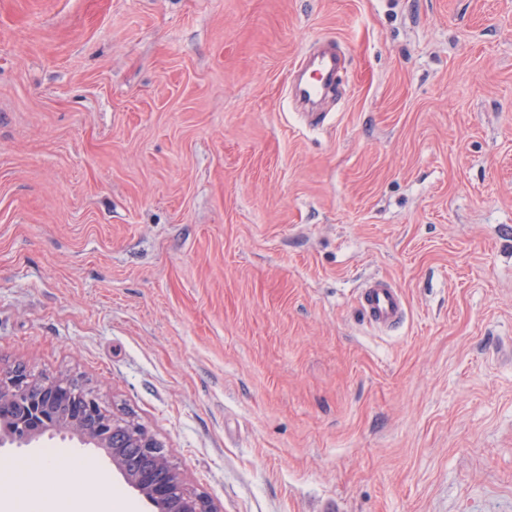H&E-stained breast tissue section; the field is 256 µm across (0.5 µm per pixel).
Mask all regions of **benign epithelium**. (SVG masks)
Masks as SVG:
<instances>
[{
    "instance_id": "benign-epithelium-1",
    "label": "benign epithelium",
    "mask_w": 512,
    "mask_h": 512,
    "mask_svg": "<svg viewBox=\"0 0 512 512\" xmlns=\"http://www.w3.org/2000/svg\"><path fill=\"white\" fill-rule=\"evenodd\" d=\"M77 393L81 394L79 413L62 411ZM23 396L42 402V408L53 414L49 430L70 432L105 450L113 467L156 512H219L205 494L186 487L162 445L147 429L128 417L106 411L98 395L79 380L72 377L36 380L20 367L5 377L0 376V415L9 412L14 401ZM118 431L125 432L129 442L142 449L145 466L128 469L122 449L112 443Z\"/></svg>"
}]
</instances>
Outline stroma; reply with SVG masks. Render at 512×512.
Returning a JSON list of instances; mask_svg holds the SVG:
<instances>
[{
	"mask_svg": "<svg viewBox=\"0 0 512 512\" xmlns=\"http://www.w3.org/2000/svg\"><path fill=\"white\" fill-rule=\"evenodd\" d=\"M323 42L312 126L288 85ZM18 365L83 381L219 512H512V0H0ZM42 448L153 512L68 435L0 444V486ZM360 305L369 322L378 327L392 326L405 316L403 294L383 281L370 282L362 289Z\"/></svg>",
	"mask_w": 512,
	"mask_h": 512,
	"instance_id": "35a3bbf8",
	"label": "stroma"
}]
</instances>
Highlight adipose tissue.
Here are the masks:
<instances>
[{"instance_id":"adipose-tissue-1","label":"adipose tissue","mask_w":512,"mask_h":512,"mask_svg":"<svg viewBox=\"0 0 512 512\" xmlns=\"http://www.w3.org/2000/svg\"><path fill=\"white\" fill-rule=\"evenodd\" d=\"M80 481L91 485V495L81 497L71 503L70 512H124L125 506L119 491L112 487L108 479L91 467L84 458L67 457L62 463L47 462L32 480L38 486L48 487L60 478Z\"/></svg>"}]
</instances>
